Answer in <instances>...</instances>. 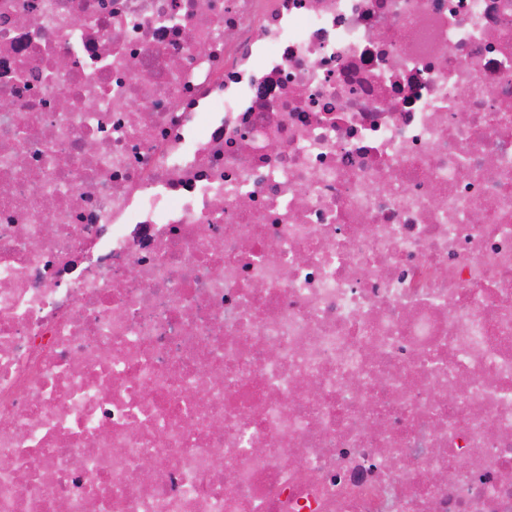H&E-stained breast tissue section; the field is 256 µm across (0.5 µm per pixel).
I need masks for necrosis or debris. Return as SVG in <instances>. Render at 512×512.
<instances>
[{
	"instance_id": "1",
	"label": "necrosis or debris",
	"mask_w": 512,
	"mask_h": 512,
	"mask_svg": "<svg viewBox=\"0 0 512 512\" xmlns=\"http://www.w3.org/2000/svg\"><path fill=\"white\" fill-rule=\"evenodd\" d=\"M0 100V512H512V0H0Z\"/></svg>"
}]
</instances>
